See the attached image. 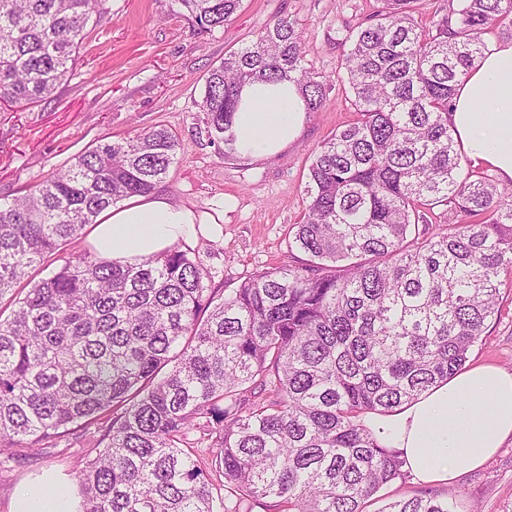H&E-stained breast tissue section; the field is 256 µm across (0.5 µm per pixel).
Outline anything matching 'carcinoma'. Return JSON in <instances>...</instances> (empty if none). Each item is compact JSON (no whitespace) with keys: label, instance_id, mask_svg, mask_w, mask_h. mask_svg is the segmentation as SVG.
<instances>
[{"label":"carcinoma","instance_id":"obj_1","mask_svg":"<svg viewBox=\"0 0 512 512\" xmlns=\"http://www.w3.org/2000/svg\"><path fill=\"white\" fill-rule=\"evenodd\" d=\"M242 2L179 0L201 32ZM379 2L348 33L337 74L357 118L311 153L293 225L307 260L226 296L178 243L135 265L88 244L49 268L104 210L169 176L181 143L163 124L100 143L0 203V448L37 455L97 426L82 512H366L405 479L364 417L461 371L512 275V190L462 173L448 125L484 31L512 39V0H449L427 28L418 0ZM99 11V0H0V102L54 95ZM282 80L309 112L332 86L305 67L296 21L280 15L207 71L198 138L236 156L240 90ZM380 512L456 504L424 491Z\"/></svg>","mask_w":512,"mask_h":512}]
</instances>
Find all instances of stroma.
<instances>
[{"instance_id":"stroma-1","label":"stroma","mask_w":512,"mask_h":512,"mask_svg":"<svg viewBox=\"0 0 512 512\" xmlns=\"http://www.w3.org/2000/svg\"><path fill=\"white\" fill-rule=\"evenodd\" d=\"M376 0H243L235 19L193 31L178 0H104L88 24L80 63L50 99L0 107V202L35 188L100 140L118 141L163 124L181 143L179 162L158 187L197 214L215 216L187 249L198 251L211 287L231 292L254 273L286 262L289 232L303 215L311 151L356 118L341 82L323 109L309 113L300 138L267 158L225 160L200 144L195 117L204 76L225 53L255 40L278 15L295 19L306 65L334 77L349 28ZM467 366L493 364L512 373V284L504 283L497 319L472 347ZM96 427L58 439L41 454L0 452V512L14 488L46 471L77 484L97 444ZM461 512L512 507V438L484 467L437 489Z\"/></svg>"}]
</instances>
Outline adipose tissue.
I'll return each instance as SVG.
<instances>
[{"instance_id": "ef3b65f1", "label": "adipose tissue", "mask_w": 512, "mask_h": 512, "mask_svg": "<svg viewBox=\"0 0 512 512\" xmlns=\"http://www.w3.org/2000/svg\"><path fill=\"white\" fill-rule=\"evenodd\" d=\"M306 119L294 82L245 86L233 116L239 156L282 151L297 140ZM449 120L462 152L512 184V40L492 43L458 83ZM196 222L191 207L167 195L135 196L107 209L90 241L101 259L135 264L193 237ZM372 426L413 483L450 484L483 467L512 437V373L471 367L403 409L374 418ZM11 512H78V501L66 482L47 473L38 484L16 487Z\"/></svg>"}]
</instances>
